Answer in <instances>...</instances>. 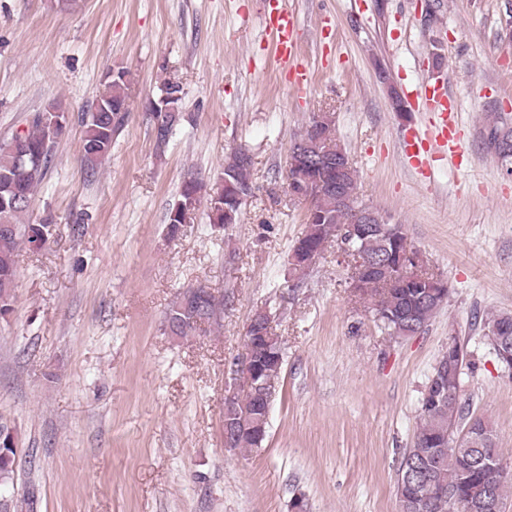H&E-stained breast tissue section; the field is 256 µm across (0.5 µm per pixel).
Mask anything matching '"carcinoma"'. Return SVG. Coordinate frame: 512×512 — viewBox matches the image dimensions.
Wrapping results in <instances>:
<instances>
[{"label": "carcinoma", "mask_w": 512, "mask_h": 512, "mask_svg": "<svg viewBox=\"0 0 512 512\" xmlns=\"http://www.w3.org/2000/svg\"><path fill=\"white\" fill-rule=\"evenodd\" d=\"M129 71L124 78L116 81L107 77L103 88L96 95L94 110L84 114L81 159L87 170L93 172L98 164L112 151V141L116 140L125 126L130 112ZM177 112L174 122L164 127V132L156 136V151L165 152L177 126L183 119L182 98L174 100ZM26 127L13 134L21 137L29 145L30 158L23 165L16 163L9 151L10 142L0 144V319L13 311L15 299L16 258L18 252L27 248L35 251L46 243L48 223L27 224L37 188L44 181L53 161L56 141L51 138L48 126L43 124V113L34 112L25 119ZM310 125L315 129L314 148L323 152L338 149L332 114L322 112L311 118ZM489 137L497 154L506 159L512 158V115L502 113L493 120ZM252 155L232 152L224 159V176L227 182H220L204 195V185L196 177L184 181L178 201H190L193 210H198L202 202H207L208 218L212 224L228 226L224 211L218 204L233 207L232 196L237 191L251 188ZM311 197L314 202L313 217L306 220L307 229L296 240L292 250L301 245L324 249L331 238L340 237L341 226L351 223L352 215L346 208L336 205V195L318 187L320 173H312ZM357 189V171L353 166L346 167L339 176V192L351 199ZM354 247L375 260L377 268L361 278L360 297L365 299L369 309L388 334L404 335L406 326L401 315L412 311L417 327L430 322L441 304L417 303L413 300L416 284L427 290L432 289L434 275H426L419 282L408 279L396 261L385 256L378 238H355ZM224 315V299L203 288H190L176 298L166 315L168 334L183 339L195 337L201 325L220 324ZM486 336H499L504 341H512V315L491 314L484 321ZM268 356L261 365L262 377L279 382L283 368V347L279 336L270 338L267 344ZM467 352H462L456 366L448 369L446 386L452 390L459 388ZM237 412L247 420L264 415V407L257 404L251 392H242L237 398ZM473 425L479 433H487L498 438L494 424L483 418H467L465 408L455 398L447 399L436 408L421 405L420 423L415 433L412 447L404 453L400 466L410 469L414 466L425 469L415 490L397 497L398 512H419L417 504L427 505L426 512H466V502L475 503L484 499L486 481L494 483L495 496L502 502L507 499L509 480L492 479L482 472L475 476L471 466L478 457L493 448L500 453L498 443L484 444L479 440L460 439L455 429ZM17 448L0 447V512H34L37 506L35 489H29L18 498L11 493L16 474Z\"/></svg>", "instance_id": "1"}]
</instances>
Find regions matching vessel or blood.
I'll use <instances>...</instances> for the list:
<instances>
[{"label":"vessel or blood","instance_id":"b4317fda","mask_svg":"<svg viewBox=\"0 0 512 512\" xmlns=\"http://www.w3.org/2000/svg\"><path fill=\"white\" fill-rule=\"evenodd\" d=\"M263 20L281 63H290L295 52L299 23L294 10L288 6V0H263ZM423 108L432 127L431 135L425 138L408 135L402 146L412 166L426 165L431 157L463 156L465 150L449 120L454 112V102L448 94L445 79L437 78L428 83Z\"/></svg>","mask_w":512,"mask_h":512}]
</instances>
